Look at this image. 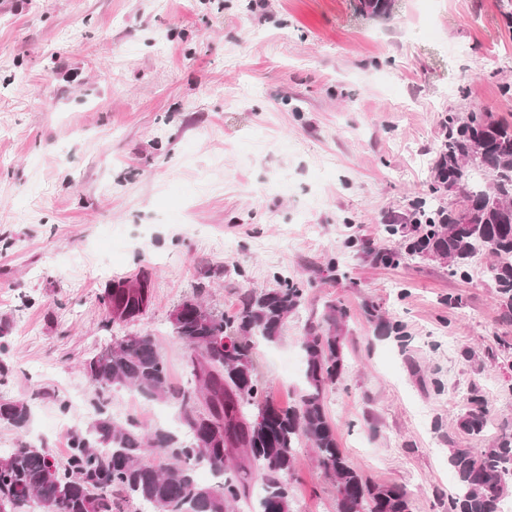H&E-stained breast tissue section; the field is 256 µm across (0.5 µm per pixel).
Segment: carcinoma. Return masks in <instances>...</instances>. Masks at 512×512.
<instances>
[{
    "mask_svg": "<svg viewBox=\"0 0 512 512\" xmlns=\"http://www.w3.org/2000/svg\"><path fill=\"white\" fill-rule=\"evenodd\" d=\"M441 128L431 192L455 190L457 197L446 206L432 198L411 203L416 240L407 254L443 260L448 275L464 279L474 256L489 255L503 319H512V125L472 111L446 114ZM302 300V289L286 278L276 288L244 295L232 319L197 297L184 300L171 314V327L188 349L186 388L173 385L154 336L113 341L83 365L96 415L70 434L65 460L26 442L0 455V501L7 512H30L34 505L54 512H123L135 501L150 512H233L251 501L254 475L261 480L257 512H291L290 479L304 440L336 481L337 512H409L404 488L373 483L347 460L324 405L326 390L346 370L339 335L346 308L331 304L306 327L304 388L296 403L281 407L261 400L252 338L276 340ZM103 301L120 322L142 314V289L136 286L107 288ZM114 388L177 402L180 427L146 431L132 418L112 420L107 399ZM471 403L461 428L479 435L489 409L477 398ZM31 419L27 401H0V421L17 431H25ZM449 464L457 483L447 512H500L512 468V430L486 448L454 449ZM200 465L210 471V482L198 480Z\"/></svg>",
    "mask_w": 512,
    "mask_h": 512,
    "instance_id": "carcinoma-1",
    "label": "carcinoma"
}]
</instances>
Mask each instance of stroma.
I'll use <instances>...</instances> for the list:
<instances>
[{
    "mask_svg": "<svg viewBox=\"0 0 512 512\" xmlns=\"http://www.w3.org/2000/svg\"><path fill=\"white\" fill-rule=\"evenodd\" d=\"M356 3L0 0V395L33 412L26 433L0 423V454L27 441L64 458L93 415L81 367L117 338L154 336L188 384L172 310L199 292L231 318L285 276L304 300L253 346L265 397L296 400L306 325L346 307V372L325 394L338 442L411 512H446L452 449L512 426V322L488 258L461 280L370 252L398 248L386 224L429 195L442 114L512 123V0ZM136 279L149 307L112 322L105 288ZM474 386L491 408L479 437L459 427ZM110 407L149 429L178 415L125 389ZM291 495L292 512L337 510L305 442Z\"/></svg>",
    "mask_w": 512,
    "mask_h": 512,
    "instance_id": "35a3bbf8",
    "label": "stroma"
}]
</instances>
